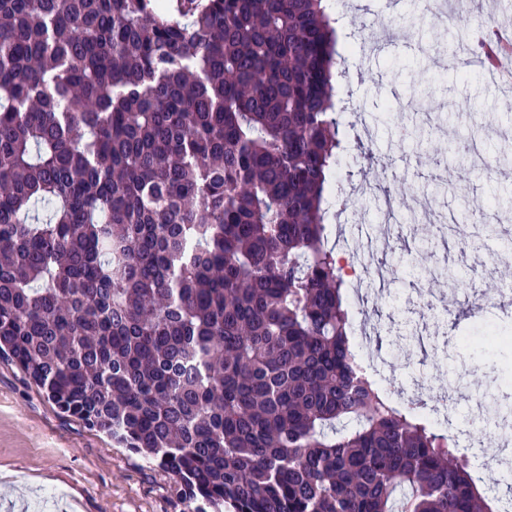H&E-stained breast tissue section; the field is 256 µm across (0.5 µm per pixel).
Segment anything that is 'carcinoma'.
<instances>
[{"label":"carcinoma","instance_id":"carcinoma-1","mask_svg":"<svg viewBox=\"0 0 512 512\" xmlns=\"http://www.w3.org/2000/svg\"><path fill=\"white\" fill-rule=\"evenodd\" d=\"M327 0H0V356L201 512H499L366 371ZM433 242L410 252L428 267Z\"/></svg>","mask_w":512,"mask_h":512}]
</instances>
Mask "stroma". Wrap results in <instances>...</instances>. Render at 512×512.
<instances>
[{"label": "stroma", "mask_w": 512, "mask_h": 512, "mask_svg": "<svg viewBox=\"0 0 512 512\" xmlns=\"http://www.w3.org/2000/svg\"><path fill=\"white\" fill-rule=\"evenodd\" d=\"M368 2L366 20H384L399 36L376 51L350 46L347 78L336 87L337 95L349 97L352 110L369 121L372 149L383 162L360 178L372 181L384 168L411 188L441 180L448 171L455 184L440 196L437 215L381 236L384 251L401 264L416 240L437 237L439 216L512 192V109L506 105L507 87L493 83L481 68L460 74L448 67L449 54L466 55L472 48V15L459 16L450 26L423 11L418 0H398L393 7L387 0ZM420 99L432 115V136L418 148L399 146L392 132L419 121ZM473 135L483 155L499 163L492 178L477 176L448 152L449 146ZM329 209L336 214L331 221L336 237L356 239L358 227L372 229L382 219L370 198L347 209L333 202ZM499 215L485 278L512 283V252L504 248L512 209ZM416 284L411 270L401 265L385 288L369 290L360 318L383 329L394 320L419 319L413 307ZM467 286V281L458 283L454 310L447 316L453 324L447 335L452 361H442L431 347L409 342L403 358L387 364V381L408 387L411 369L425 365L429 394L437 399L448 390L449 366L472 362L500 367L505 351L491 345L488 337H512V299L501 298L489 312L472 314ZM48 490L61 491L63 498L47 512H195L197 507L157 463L62 413L18 366L0 357V512H28L29 503Z\"/></svg>", "instance_id": "stroma-1"}]
</instances>
